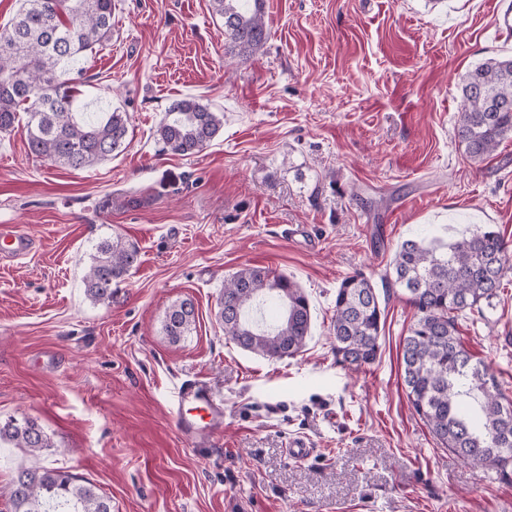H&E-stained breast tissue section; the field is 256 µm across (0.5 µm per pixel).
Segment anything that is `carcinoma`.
<instances>
[{"label":"carcinoma","mask_w":512,"mask_h":512,"mask_svg":"<svg viewBox=\"0 0 512 512\" xmlns=\"http://www.w3.org/2000/svg\"><path fill=\"white\" fill-rule=\"evenodd\" d=\"M241 56L268 39L263 0H210ZM112 37V0H23L0 30V134L27 116V148L37 159L82 170L130 144L129 115L80 112L72 74L80 57ZM455 136L474 161H483L512 135V57H490L462 79ZM224 127V113L194 97L175 101L155 131L163 148L182 157L204 150ZM508 243L493 230L465 235L442 251L408 239L393 259V285L407 295L416 320L402 341L401 377L414 412L434 438L462 461L499 475L512 469V405L499 383L458 337V321L497 295ZM139 264L138 248L116 234L102 239L83 278L85 294L110 302L114 287ZM272 298L282 308L269 325L251 312ZM217 318L240 348L268 358L297 355L311 335L307 295L294 281L246 266L224 281ZM383 310L370 280L356 272L336 288L332 336L336 362L358 369L378 355ZM196 325L190 299L165 312L163 333L176 343ZM0 446L36 453L51 443L33 420L0 423ZM11 512H112L110 500L60 468H20L8 490Z\"/></svg>","instance_id":"cac0c4a2"}]
</instances>
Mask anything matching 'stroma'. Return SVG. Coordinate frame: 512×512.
I'll list each match as a JSON object with an SVG mask.
<instances>
[{
    "label": "stroma",
    "mask_w": 512,
    "mask_h": 512,
    "mask_svg": "<svg viewBox=\"0 0 512 512\" xmlns=\"http://www.w3.org/2000/svg\"><path fill=\"white\" fill-rule=\"evenodd\" d=\"M112 41L86 53L82 98L130 116L122 153L73 171L0 137V227L33 236L0 258V421L35 420L37 454L0 448V490L19 466L90 482L112 512H512V474L463 463L406 397L402 339L415 310L391 284L407 239L490 227L512 243V135L476 162L455 137L462 76L512 54L492 0H264L268 40L239 58L210 0H113ZM224 115L202 152L163 150L169 105ZM119 234L140 263L111 302L83 277ZM246 266L308 295L303 352L271 359L224 334L217 299ZM368 276L385 308L380 354L351 371L329 335L336 289ZM191 298L196 327L161 324ZM459 337L512 402V275ZM205 381L222 434L191 445L172 392ZM313 454L291 459L290 440ZM196 325L195 305L191 299L173 302L165 312L163 333L173 342H179L188 336Z\"/></svg>",
    "instance_id": "obj_1"
}]
</instances>
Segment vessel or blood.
I'll use <instances>...</instances> for the list:
<instances>
[{"label":"vessel or blood","instance_id":"obj_1","mask_svg":"<svg viewBox=\"0 0 512 512\" xmlns=\"http://www.w3.org/2000/svg\"><path fill=\"white\" fill-rule=\"evenodd\" d=\"M35 241L18 230L0 231V255L22 257L31 252ZM174 409L183 439L198 443L203 433H216L224 425V409L215 403L208 385L199 379L181 383L175 392Z\"/></svg>","mask_w":512,"mask_h":512}]
</instances>
